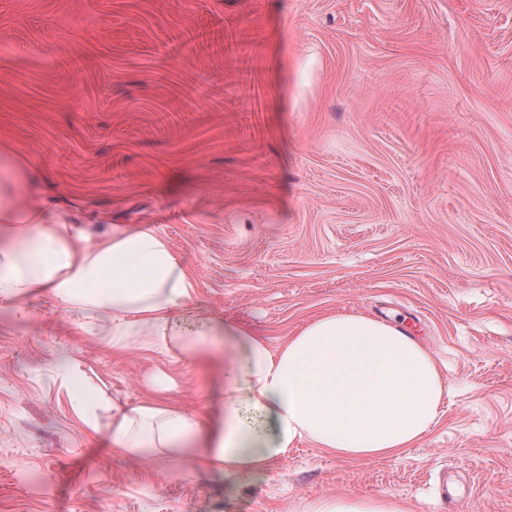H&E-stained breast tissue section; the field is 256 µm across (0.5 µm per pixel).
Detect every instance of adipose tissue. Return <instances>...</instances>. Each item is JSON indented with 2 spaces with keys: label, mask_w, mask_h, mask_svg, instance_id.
Returning a JSON list of instances; mask_svg holds the SVG:
<instances>
[{
  "label": "adipose tissue",
  "mask_w": 512,
  "mask_h": 512,
  "mask_svg": "<svg viewBox=\"0 0 512 512\" xmlns=\"http://www.w3.org/2000/svg\"><path fill=\"white\" fill-rule=\"evenodd\" d=\"M44 291L81 328L108 325L114 348L144 336L207 360L173 320L196 285L150 228L89 242L67 216L0 195V296ZM242 341L244 358L212 363L215 412L149 401L113 415L107 436L131 455L163 448L234 481L262 473L303 441L342 460L401 458L436 425L447 391L429 350L401 322L357 312L315 318L280 349L252 329L201 312Z\"/></svg>",
  "instance_id": "obj_1"
}]
</instances>
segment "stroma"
<instances>
[{"instance_id":"obj_1","label":"stroma","mask_w":512,"mask_h":512,"mask_svg":"<svg viewBox=\"0 0 512 512\" xmlns=\"http://www.w3.org/2000/svg\"><path fill=\"white\" fill-rule=\"evenodd\" d=\"M1 162L90 240L155 228L196 306L271 347L326 314L401 318L450 395L400 459L305 441L230 483L113 450L59 362L104 428L159 373L196 406L209 370L0 299V512H512V0H0ZM63 372L65 376L72 381V393L70 396L74 412L94 431L98 432L97 422V403L94 395L89 391V387L81 384L76 385L77 375L74 374L73 366L69 362L64 363ZM304 512H408L404 502L398 499H365L357 503H348L341 498L310 502Z\"/></svg>"}]
</instances>
